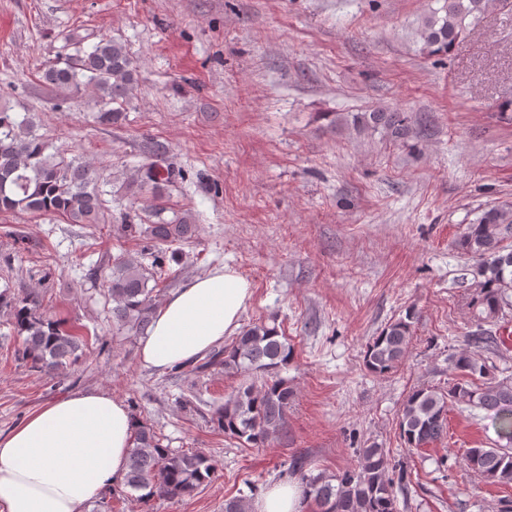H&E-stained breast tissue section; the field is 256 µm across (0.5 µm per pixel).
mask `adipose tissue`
Segmentation results:
<instances>
[{
  "label": "adipose tissue",
  "mask_w": 512,
  "mask_h": 512,
  "mask_svg": "<svg viewBox=\"0 0 512 512\" xmlns=\"http://www.w3.org/2000/svg\"><path fill=\"white\" fill-rule=\"evenodd\" d=\"M248 282L222 266L194 278L158 307L141 360L159 371L188 363L239 326ZM133 430L127 407L104 393L47 403L0 438V512H81L121 482Z\"/></svg>",
  "instance_id": "adipose-tissue-1"
}]
</instances>
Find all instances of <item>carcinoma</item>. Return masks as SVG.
I'll return each instance as SVG.
<instances>
[{
    "instance_id": "cac0c4a2",
    "label": "carcinoma",
    "mask_w": 512,
    "mask_h": 512,
    "mask_svg": "<svg viewBox=\"0 0 512 512\" xmlns=\"http://www.w3.org/2000/svg\"><path fill=\"white\" fill-rule=\"evenodd\" d=\"M506 0H445L441 10L425 19L419 30L422 50L447 55L475 26L481 16ZM444 15H439V12ZM75 53L44 67L42 79L53 91L87 94L97 109L96 121L112 126L124 112L112 104L129 99L136 89L137 69L125 47L102 38L84 48L74 40ZM411 117L406 112L377 109L352 115V124L378 132L390 140L407 143ZM169 166L149 163L132 179L131 186L158 192L175 180ZM100 170L83 158L54 148L37 133L33 115L19 117L0 105V211L32 215H58L70 224L95 226L106 223L99 184ZM155 221L145 228L123 216L121 229L144 233L151 247L189 241L197 225L188 214L164 217L166 209L151 204ZM512 208L492 207L466 226L457 245L474 264L476 279L469 302L477 327L495 326L512 309ZM169 271L155 263V271L132 255H118L106 276L107 296L112 301V320L138 336L149 327L156 289ZM154 285H149V282ZM11 323L21 339L18 357L36 371L54 376L72 365L85 346L83 336L61 320L36 309L25 298L10 305ZM413 313L389 322L366 346L364 363L377 376L394 370L407 354L412 339ZM292 349L276 326L252 323L242 328L231 343L209 352L196 365L204 372L220 366L226 371H248L261 379L240 386L224 400L212 418L225 435L258 446L278 436L288 422L294 389L280 376ZM458 375L448 388L431 386L413 390L403 403L400 437L409 448H424L447 435L448 403L480 409L493 419L499 439L506 444L489 448H465V466L490 483L512 484V374L498 378L474 353L452 357ZM301 455L292 459L291 472L303 487L304 502L313 512H397L396 490L404 489V473L392 474L386 451L375 445L358 449L357 464L340 474H317L307 469ZM214 475L212 459L202 451L173 452L160 443L144 424L134 422L133 446L124 482L141 498L178 500L194 495Z\"/></svg>"
}]
</instances>
